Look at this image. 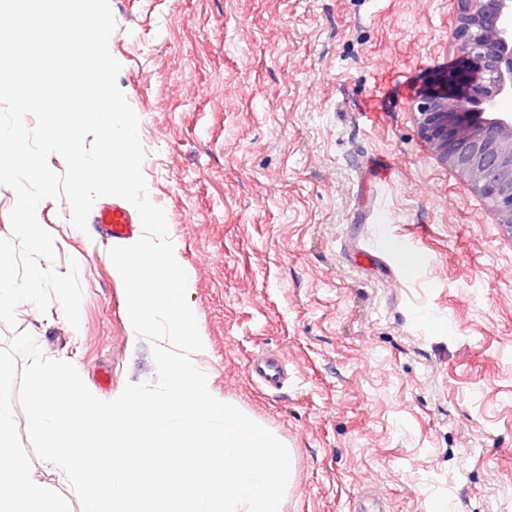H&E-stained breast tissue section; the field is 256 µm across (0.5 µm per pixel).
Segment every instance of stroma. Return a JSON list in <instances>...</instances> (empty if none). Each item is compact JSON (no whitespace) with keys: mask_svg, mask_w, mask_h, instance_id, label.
Segmentation results:
<instances>
[{"mask_svg":"<svg viewBox=\"0 0 512 512\" xmlns=\"http://www.w3.org/2000/svg\"><path fill=\"white\" fill-rule=\"evenodd\" d=\"M142 173L192 274L211 388L288 449L282 512H512V232L422 140L457 69L454 0H110ZM44 202L42 268L78 260L80 325L15 311L108 401L155 378L97 224ZM413 240L415 270L383 235ZM288 368L280 389L253 356ZM248 373L263 389H278L286 376L282 361L274 355H260L252 359Z\"/></svg>","mask_w":512,"mask_h":512,"instance_id":"stroma-1","label":"stroma"}]
</instances>
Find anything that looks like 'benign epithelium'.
Returning a JSON list of instances; mask_svg holds the SVG:
<instances>
[{
  "label": "benign epithelium",
  "mask_w": 512,
  "mask_h": 512,
  "mask_svg": "<svg viewBox=\"0 0 512 512\" xmlns=\"http://www.w3.org/2000/svg\"><path fill=\"white\" fill-rule=\"evenodd\" d=\"M451 39L461 66L419 98L414 115L431 153L462 176L512 231V0H455Z\"/></svg>",
  "instance_id": "obj_1"
}]
</instances>
